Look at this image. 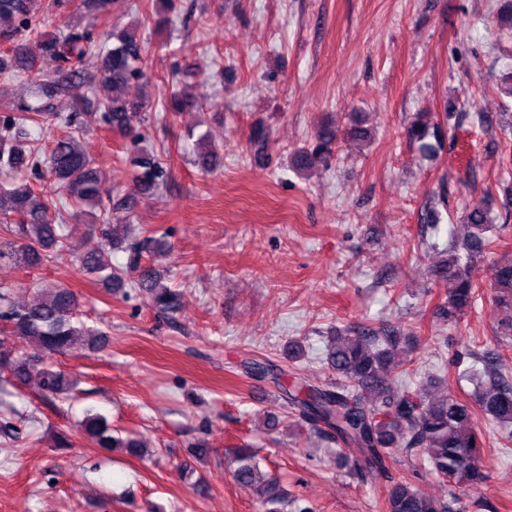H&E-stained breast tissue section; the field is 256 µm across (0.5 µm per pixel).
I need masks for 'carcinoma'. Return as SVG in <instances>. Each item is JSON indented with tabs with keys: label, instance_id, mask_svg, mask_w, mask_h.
Segmentation results:
<instances>
[{
	"label": "carcinoma",
	"instance_id": "obj_1",
	"mask_svg": "<svg viewBox=\"0 0 512 512\" xmlns=\"http://www.w3.org/2000/svg\"><path fill=\"white\" fill-rule=\"evenodd\" d=\"M42 0H0V37L22 42L12 48V57L0 55V79L5 83L24 80L38 58L49 56L59 62L55 75L45 79L46 94L66 91L79 72L75 63L90 51L88 33L73 29H42ZM138 28H112L106 39L112 46L101 53V78L96 86L101 96L104 119L112 130L122 135L134 131V122L141 118L145 102L115 96L134 84H145L142 68L146 53L145 42ZM171 105H162L173 120L181 113L197 107L196 100L182 90L171 89ZM50 114L43 107L25 101L12 113L0 117V173L12 176L10 187L0 185V260L24 261L34 264L43 252L67 245L62 224L50 214L53 196L61 193L80 216L90 224L108 226L112 244L122 243L127 225L120 223V213L127 209L126 201L112 203L105 172L94 166L76 138L70 134L55 136L48 141L49 149L40 146L34 132L45 129ZM406 137L429 150L428 138L441 141L444 129L439 123L423 119L422 114L406 128ZM316 144L299 151L297 166L308 168L326 160L336 143L337 130L322 128L315 136ZM135 169V188L146 193L158 188L164 178L159 154L140 150L129 157ZM46 167L47 182L35 188L28 172ZM464 226L468 233L460 242L453 239L445 249L444 259L431 270V275L449 283L448 297L436 306V316L456 325L483 299L479 285L472 278L471 267L483 246L489 244V234L498 229L489 212L475 207L466 212ZM147 244L133 248L123 267L112 265L109 256L93 253L82 258L86 272L93 274L106 288L119 289L127 285L131 273L139 281L149 283L145 289L149 304L163 314L180 309L181 294L159 283L154 272L141 265ZM490 300L504 314V331L500 345L512 340V259H501L490 269ZM42 299L35 305L19 307L10 294L0 292V371H8L20 383L32 375L39 376L40 394L59 398L68 394L73 380L41 359L15 354L9 337L22 336L37 340L43 351L53 356L65 353L77 344L80 336H93L77 317L78 296L64 284L41 289ZM397 337L388 332L372 330L331 337L324 364L336 374V385L321 388L301 377L291 386L280 381V373L270 364L257 360L245 362L252 374L269 376L280 387L282 399L292 413L302 420L325 427L332 438L357 454L346 459V465L359 473L386 472L385 463L397 453L416 458L428 467L434 478L452 486L481 490L488 487V474L480 466L484 437L477 428L478 420H489L508 430L512 437V377L503 372V358L495 354L483 373L471 379L470 398L462 399L447 391L438 397L413 389L399 381L410 369L395 361ZM82 429L101 448H123L132 456H143L144 445L134 436H114L106 420L89 413ZM232 477L241 486L263 484L259 500L260 512H286L288 496L273 478H267L258 468L249 448H237L231 459ZM383 507L385 512H453L450 501L429 496L404 476L391 479Z\"/></svg>",
	"mask_w": 512,
	"mask_h": 512
}]
</instances>
